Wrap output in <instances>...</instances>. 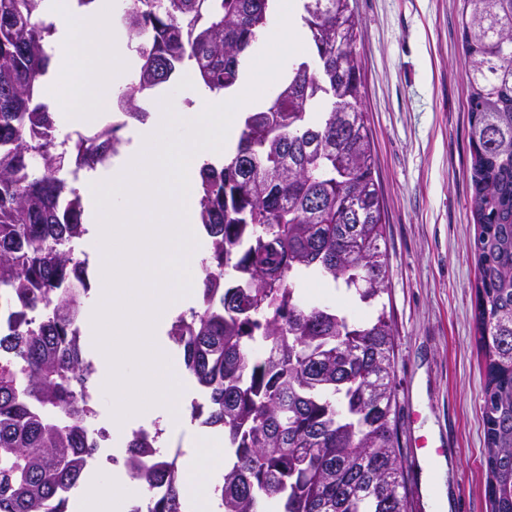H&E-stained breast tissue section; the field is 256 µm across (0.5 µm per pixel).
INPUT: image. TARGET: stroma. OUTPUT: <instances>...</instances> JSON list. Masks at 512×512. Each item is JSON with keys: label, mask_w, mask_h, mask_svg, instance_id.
I'll use <instances>...</instances> for the list:
<instances>
[{"label": "stroma", "mask_w": 512, "mask_h": 512, "mask_svg": "<svg viewBox=\"0 0 512 512\" xmlns=\"http://www.w3.org/2000/svg\"><path fill=\"white\" fill-rule=\"evenodd\" d=\"M388 263L403 448L443 447L450 512H490L485 365L476 329L478 226L462 14L466 0H351Z\"/></svg>", "instance_id": "35a3bbf8"}]
</instances>
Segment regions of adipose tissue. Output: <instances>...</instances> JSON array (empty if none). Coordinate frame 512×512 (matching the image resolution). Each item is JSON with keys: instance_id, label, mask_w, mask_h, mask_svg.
Returning a JSON list of instances; mask_svg holds the SVG:
<instances>
[{"instance_id": "ef3b65f1", "label": "adipose tissue", "mask_w": 512, "mask_h": 512, "mask_svg": "<svg viewBox=\"0 0 512 512\" xmlns=\"http://www.w3.org/2000/svg\"><path fill=\"white\" fill-rule=\"evenodd\" d=\"M72 0H50V20L57 29L53 53L58 69L67 76L69 91L55 110L61 123L86 125L89 108L105 109L135 65L118 50L114 27L116 0H95L85 13H75ZM83 492L72 512H130L139 489L122 470L84 476Z\"/></svg>"}]
</instances>
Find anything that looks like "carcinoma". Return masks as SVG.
Returning a JSON list of instances; mask_svg holds the SVG:
<instances>
[{"label":"carcinoma","mask_w":512,"mask_h":512,"mask_svg":"<svg viewBox=\"0 0 512 512\" xmlns=\"http://www.w3.org/2000/svg\"><path fill=\"white\" fill-rule=\"evenodd\" d=\"M269 2L130 0L121 25L140 64L119 108L145 122L142 99L186 65L210 92L233 87ZM301 2L311 59L248 113L234 154L200 170L202 309L169 336L206 398L192 420L224 428L233 456L215 512H409L391 318L353 320L301 293L314 275L371 305L387 277L358 23L350 0ZM470 2L486 494L491 512H512V0ZM53 32L45 0H0V512H68L98 451L84 399L94 367L72 339L90 291L70 248L86 234L83 199L61 177L67 154L42 96ZM118 131L87 144L89 170L120 153ZM160 434L128 443L123 466L144 492L131 512H189Z\"/></svg>","instance_id":"carcinoma-1"}]
</instances>
